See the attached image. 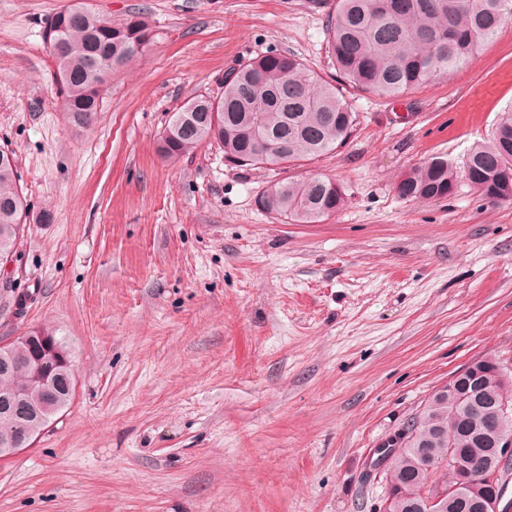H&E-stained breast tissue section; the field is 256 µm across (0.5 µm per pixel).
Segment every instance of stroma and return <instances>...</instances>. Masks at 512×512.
<instances>
[{"label": "stroma", "instance_id": "obj_1", "mask_svg": "<svg viewBox=\"0 0 512 512\" xmlns=\"http://www.w3.org/2000/svg\"><path fill=\"white\" fill-rule=\"evenodd\" d=\"M75 2L0 0V147L32 213L0 267V341L50 326L76 363L72 405L0 461V512H382L378 448L471 362L512 365V201L462 180L434 202L396 191L491 140L512 21L450 77L347 90L359 125L340 152L250 169L158 143L257 55L334 74L329 0H84L152 27L89 129L65 120L44 42ZM315 175L345 187L339 213L259 207Z\"/></svg>", "mask_w": 512, "mask_h": 512}]
</instances>
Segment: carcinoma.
Returning <instances> with one entry per match:
<instances>
[{
  "mask_svg": "<svg viewBox=\"0 0 512 512\" xmlns=\"http://www.w3.org/2000/svg\"><path fill=\"white\" fill-rule=\"evenodd\" d=\"M512 19V0H334L328 15L327 48L336 68L332 84L292 54L259 55L227 71L217 97L196 96L173 113L160 138L165 158L188 156L202 145L217 143L224 160L236 167L286 166L343 148L357 125L342 88L346 85L384 96H397L416 86L449 76L471 63L482 42ZM146 17L134 14L112 24L79 2L55 14L45 30V42L56 66L68 123L85 129L97 116L100 71L107 64L126 66L139 54L136 46L151 40ZM266 136L279 145L271 153L260 149ZM0 149V254L12 251L25 231L30 206L19 184L16 165ZM463 178L481 198L495 205L512 193V111L496 127L493 141L478 144L456 168L436 156L413 166L397 183L405 199L433 201L448 197ZM344 187L333 179L307 177L275 185L260 205L294 224L319 223L346 204ZM24 346L12 348L9 367H0V398L21 397L32 409L23 425L0 412V436L18 432L34 437L47 428L73 400L74 376L61 367L54 378L55 411L46 415L45 399L33 385L24 362ZM499 360L481 359L478 385L468 384L459 395L434 400L412 418L407 440L389 439L395 449L386 473L394 495L392 512H421L423 494L448 484L463 471L473 475L492 466L494 400L512 387V377L497 374ZM454 429V452L446 468L428 472L419 466L423 452L448 447ZM448 500L446 512H480L486 487Z\"/></svg>",
  "mask_w": 512,
  "mask_h": 512,
  "instance_id": "carcinoma-1",
  "label": "carcinoma"
}]
</instances>
